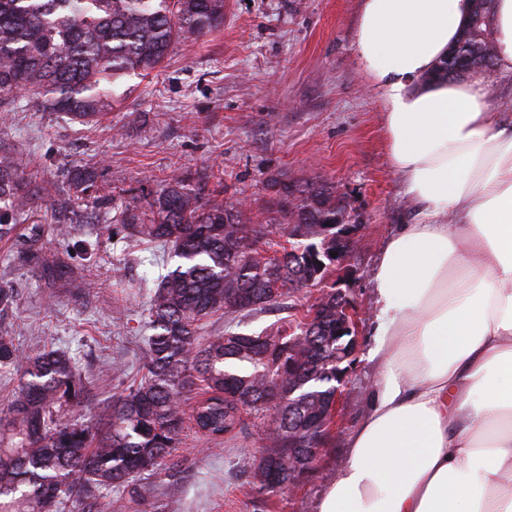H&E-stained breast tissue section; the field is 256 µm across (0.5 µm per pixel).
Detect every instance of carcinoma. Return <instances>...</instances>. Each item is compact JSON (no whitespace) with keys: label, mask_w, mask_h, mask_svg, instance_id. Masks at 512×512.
<instances>
[{"label":"carcinoma","mask_w":512,"mask_h":512,"mask_svg":"<svg viewBox=\"0 0 512 512\" xmlns=\"http://www.w3.org/2000/svg\"><path fill=\"white\" fill-rule=\"evenodd\" d=\"M493 0L481 3L488 19L472 39L474 62L488 69L494 49ZM224 22V0H0V107L26 94L43 112L89 123L112 112V84L132 74L147 75L173 46L196 40ZM25 167L0 142V234L22 210ZM97 176L87 169L69 175V189L86 195ZM285 209L286 224L314 235L297 252L261 261L262 224H248L243 212L213 199L203 186L170 178L148 203L125 207L122 226L171 248L177 265L157 284L149 303L153 334L147 338L145 374L130 385L92 424L69 423L63 403H83L88 386L74 359L46 349L19 360L0 336V366L20 364L21 382L8 413L0 417V512H56L63 499L83 497L158 468L176 447L185 420L211 438L232 433L245 410H265L268 397L283 400L267 429L271 451L264 457L261 489H288V472L270 477L272 464L290 448H322L326 437L299 424L327 400L325 383L336 369V296L313 319L287 333L280 326L266 336L227 330L198 336L199 323L221 313L234 320L261 311L316 273L318 229L336 223L333 192L308 185ZM293 353H288V341ZM299 365L288 371V360ZM201 382L208 397L186 414V396ZM302 392L301 410H288V389Z\"/></svg>","instance_id":"carcinoma-1"}]
</instances>
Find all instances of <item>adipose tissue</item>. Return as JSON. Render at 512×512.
<instances>
[{"mask_svg":"<svg viewBox=\"0 0 512 512\" xmlns=\"http://www.w3.org/2000/svg\"><path fill=\"white\" fill-rule=\"evenodd\" d=\"M472 0H361L352 58L417 206L371 282L378 381L318 512H512V125L486 86L426 82ZM512 75V0L494 3Z\"/></svg>","mask_w":512,"mask_h":512,"instance_id":"ef3b65f1","label":"adipose tissue"}]
</instances>
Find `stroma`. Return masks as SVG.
I'll return each instance as SVG.
<instances>
[{"label":"stroma","mask_w":512,"mask_h":512,"mask_svg":"<svg viewBox=\"0 0 512 512\" xmlns=\"http://www.w3.org/2000/svg\"><path fill=\"white\" fill-rule=\"evenodd\" d=\"M359 7L360 0H224L221 26L176 44L151 76L115 85L108 119L73 123L25 100L0 109V142L29 163L39 188L0 239V286L15 292L0 313V335L24 357L51 347L74 357L90 394L83 406L64 407L72 422H95L141 378L150 295L174 265L122 228L126 204H145L173 175L204 180L249 223L273 226L268 239L277 243L282 187L314 182L331 188L359 225L349 287L361 329L344 409L294 487L259 491L270 419L246 411L220 441L186 425L155 473L68 501L64 512H317L378 377L372 272L387 236L415 216L390 165L381 104L352 60ZM75 166L97 172L95 197L69 198L66 174ZM36 224L42 232L33 244ZM35 250L60 260L69 277L37 272ZM317 294L291 291L243 316L237 330L262 334L292 322Z\"/></svg>","instance_id":"stroma-1"}]
</instances>
